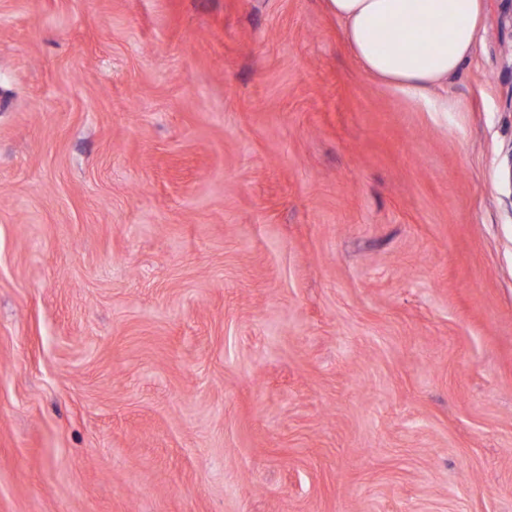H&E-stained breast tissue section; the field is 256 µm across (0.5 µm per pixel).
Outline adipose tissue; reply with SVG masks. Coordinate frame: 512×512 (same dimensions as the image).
I'll return each instance as SVG.
<instances>
[{"mask_svg":"<svg viewBox=\"0 0 512 512\" xmlns=\"http://www.w3.org/2000/svg\"><path fill=\"white\" fill-rule=\"evenodd\" d=\"M327 8L368 75L426 111H447V99L432 92L473 56L484 0H327ZM418 14L432 27H415Z\"/></svg>","mask_w":512,"mask_h":512,"instance_id":"obj_1","label":"adipose tissue"}]
</instances>
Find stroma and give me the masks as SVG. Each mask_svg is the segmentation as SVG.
<instances>
[{"instance_id":"35a3bbf8","label":"stroma","mask_w":512,"mask_h":512,"mask_svg":"<svg viewBox=\"0 0 512 512\" xmlns=\"http://www.w3.org/2000/svg\"><path fill=\"white\" fill-rule=\"evenodd\" d=\"M511 12L0 0V512H512ZM326 2L342 24L352 56L368 75L427 112L447 111L448 94L434 98L432 91L448 84V77L473 56L484 0ZM418 13L424 16H415ZM430 19L433 26L420 29L429 26Z\"/></svg>"}]
</instances>
